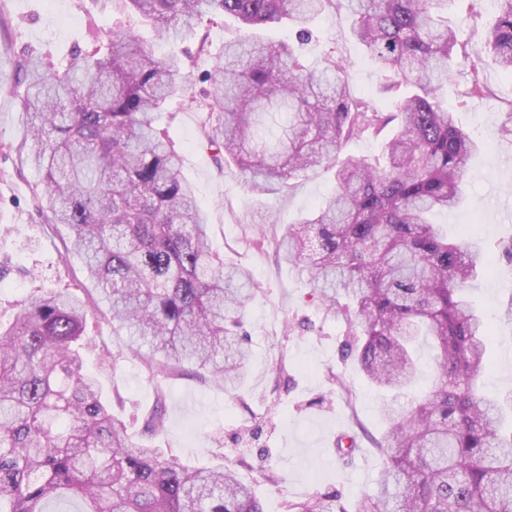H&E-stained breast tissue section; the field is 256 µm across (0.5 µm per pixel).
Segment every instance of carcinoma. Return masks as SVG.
Here are the masks:
<instances>
[{
    "label": "carcinoma",
    "mask_w": 512,
    "mask_h": 512,
    "mask_svg": "<svg viewBox=\"0 0 512 512\" xmlns=\"http://www.w3.org/2000/svg\"><path fill=\"white\" fill-rule=\"evenodd\" d=\"M167 39L192 35L206 16L243 27L287 19L300 43L323 12L344 11L376 68L389 77L388 112L352 95L342 59L311 70L287 45L250 37L224 46L205 93L207 146L252 192L289 189L319 168L335 188L275 241L280 261L307 270L326 313L348 323L342 354L396 392L416 376L414 346L431 339L435 377L410 407L385 409L376 493L359 512H512V394L486 397L489 336L465 288L490 268L474 237L448 240L430 214L462 200L479 144L444 109L455 52L469 42L448 17L450 0H123ZM486 47L512 73V0H497ZM29 120L22 154L42 173L48 224L71 229L97 292L147 344L162 383L187 362L232 387L248 359L242 310L255 283L224 263L180 159L157 128L179 87L182 62L161 59L132 33H93L92 46L57 64H23ZM392 132L373 158H340L342 145ZM93 347L86 299L51 290L20 304L0 328V512H263L234 470L187 468L113 418L84 351ZM158 395L144 431L163 428ZM287 512H328L310 497Z\"/></svg>",
    "instance_id": "carcinoma-1"
}]
</instances>
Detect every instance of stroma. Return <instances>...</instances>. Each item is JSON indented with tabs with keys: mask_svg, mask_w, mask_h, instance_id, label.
I'll use <instances>...</instances> for the list:
<instances>
[{
	"mask_svg": "<svg viewBox=\"0 0 512 512\" xmlns=\"http://www.w3.org/2000/svg\"><path fill=\"white\" fill-rule=\"evenodd\" d=\"M448 13L462 20L471 46L480 50L478 66L491 94L471 96L468 63L453 61L440 98L482 149L469 163L460 206L436 212L432 220L452 236L473 226L495 260L491 272L479 273L468 286L474 307L491 328L483 381V392L491 397L512 391V261L504 254L512 246V142L498 136L512 112V74L482 50L496 0H451ZM93 25L129 30L156 55L187 60L189 93L164 105L159 125L181 155L182 174L207 218L213 250L225 262L248 268L255 282L244 313L251 356L242 381L227 390L183 364L165 382V425L146 439L142 418L155 402V388L141 358L126 350L107 304L96 301L89 333L97 347L85 359L113 416L125 423L133 442L148 440L184 466L234 467L252 485L263 512H285L286 501L311 496L358 512L361 501L375 493L382 471L383 407L396 401L405 406L410 399L371 386L357 363L343 357L345 321L317 307L307 271L276 258L275 237L331 194L332 172L310 173L289 190L257 196L241 178L220 169L203 141L205 72L211 56L240 37L234 19L202 22L206 42L195 37L171 42L158 38L121 0H0V267L6 271L0 279V324L12 323L18 303L38 289L68 285L81 295L96 288L78 257L61 261L69 231L46 224L35 191L40 176L18 150L26 132L20 61L28 54L57 61L75 48H89ZM312 30L313 41L301 48L309 66L321 67L324 56L334 54L346 65L351 91L386 108L379 92L384 76L355 40L347 15L325 12ZM202 44L208 49L203 56L197 53ZM102 347L112 353L105 363L98 359ZM353 432L358 450L340 456L337 438Z\"/></svg>",
	"mask_w": 512,
	"mask_h": 512,
	"instance_id": "obj_1",
	"label": "stroma"
}]
</instances>
